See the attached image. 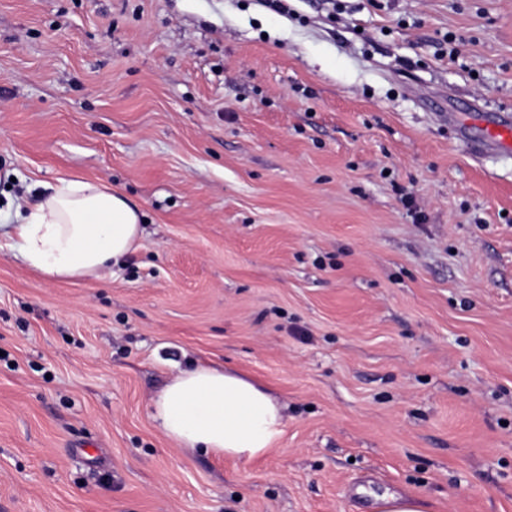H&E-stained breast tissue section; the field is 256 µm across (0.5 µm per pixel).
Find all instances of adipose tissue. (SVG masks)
Returning a JSON list of instances; mask_svg holds the SVG:
<instances>
[{
	"instance_id": "obj_1",
	"label": "adipose tissue",
	"mask_w": 512,
	"mask_h": 512,
	"mask_svg": "<svg viewBox=\"0 0 512 512\" xmlns=\"http://www.w3.org/2000/svg\"><path fill=\"white\" fill-rule=\"evenodd\" d=\"M144 215L102 181L57 178L48 192L17 210L12 248L29 268L49 277H99L136 248ZM153 419L177 446L251 460L282 437L285 405L235 370L196 364L180 370L154 397Z\"/></svg>"
}]
</instances>
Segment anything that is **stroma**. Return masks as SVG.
<instances>
[{
  "label": "stroma",
  "instance_id": "obj_1",
  "mask_svg": "<svg viewBox=\"0 0 512 512\" xmlns=\"http://www.w3.org/2000/svg\"><path fill=\"white\" fill-rule=\"evenodd\" d=\"M512 0H0V211L63 175L139 205L123 265L0 248V512H512ZM288 406L177 447L188 363ZM459 142L475 155H481L488 150L512 151V116L504 115L500 120L488 127L485 138L481 141H473L469 138L466 129L462 126ZM153 419L180 448L239 460L266 454L282 437L286 406L235 370L181 369L152 400ZM377 500L378 512H425L422 500L413 494H385Z\"/></svg>",
  "mask_w": 512,
  "mask_h": 512
}]
</instances>
